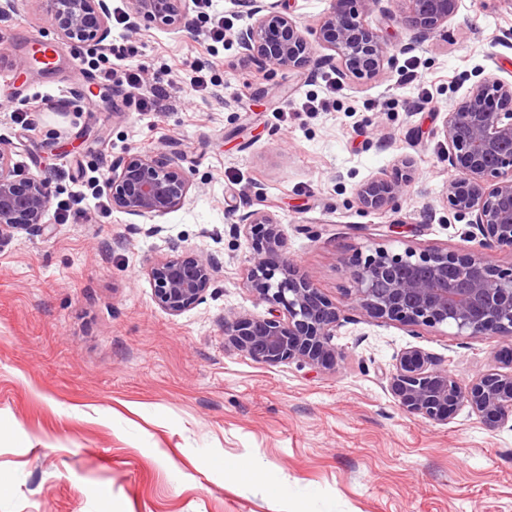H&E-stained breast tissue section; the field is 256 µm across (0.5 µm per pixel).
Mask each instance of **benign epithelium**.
<instances>
[{
	"instance_id": "obj_1",
	"label": "benign epithelium",
	"mask_w": 512,
	"mask_h": 512,
	"mask_svg": "<svg viewBox=\"0 0 512 512\" xmlns=\"http://www.w3.org/2000/svg\"><path fill=\"white\" fill-rule=\"evenodd\" d=\"M56 44L102 43L110 35L108 0H38ZM378 0H329L319 22L301 27L276 0H244L253 22L235 34L241 53L261 66L303 69L316 49L319 62L343 80L374 78L395 62L391 47L369 21ZM403 19L419 44L448 23L460 0H400ZM129 28L140 23L167 30L190 24V0H127ZM440 134L448 163L458 171L445 192L448 207L470 217L463 252L443 249L395 253L384 246L350 264L354 308L372 318L408 326H450L460 336L512 337V265L503 268L485 256L492 247L512 248V82L489 77L452 105ZM410 161L374 178L358 191L362 211L398 209L411 180ZM192 183L161 149L128 152L112 163L106 189L112 209L131 216L159 217L190 200ZM49 205L45 182L16 179L10 154L0 147V247L20 231L42 235ZM236 228L250 244L247 282L269 305L268 316L224 314V344L257 364L276 367L297 361L331 371L342 355L333 343L346 323L312 279L296 270L270 214L251 210L237 216ZM218 271L211 259L176 254L147 267L156 304L177 316L201 302ZM400 407L413 417L446 424L463 406L495 424L512 421V370H492L461 384L442 359L411 347L386 375Z\"/></svg>"
}]
</instances>
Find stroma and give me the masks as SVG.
<instances>
[{
	"label": "stroma",
	"mask_w": 512,
	"mask_h": 512,
	"mask_svg": "<svg viewBox=\"0 0 512 512\" xmlns=\"http://www.w3.org/2000/svg\"><path fill=\"white\" fill-rule=\"evenodd\" d=\"M397 12L381 0L371 16L396 53L380 77L269 67L244 92L255 68L234 35L252 18L235 0L194 5L177 32L112 25L102 47H64L54 70L23 75L25 37L54 34L35 0H0V40L12 46L0 53V146L16 177H41L50 196L46 233L0 247V512H512V422L491 428L463 407L428 423L400 408L384 378L419 347L465 384L511 369L512 339L364 316L348 269L379 245L468 248L467 220L445 200L457 172L440 128L483 78L512 81V5L462 0L418 45ZM218 18L224 40L210 48ZM129 69L167 89L159 111H142ZM196 69L213 90L194 91ZM79 77L99 82L94 111ZM43 96L67 110L46 105L25 122ZM309 97L317 111H302ZM153 149L187 172L183 209L151 220L93 196L88 178L107 180L118 157ZM404 158L413 180L398 211L362 213L358 189ZM255 209L281 224L289 259L347 317L336 370L266 367L225 346V312L268 309L233 226ZM175 251L219 266L178 316L156 304L146 272ZM227 459L255 464L261 480L224 471Z\"/></svg>",
	"instance_id": "35a3bbf8"
}]
</instances>
